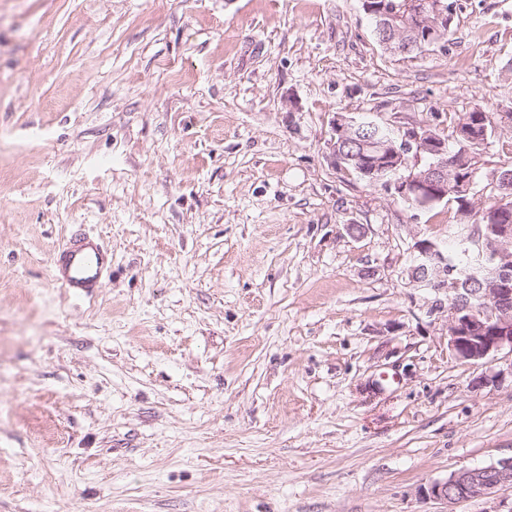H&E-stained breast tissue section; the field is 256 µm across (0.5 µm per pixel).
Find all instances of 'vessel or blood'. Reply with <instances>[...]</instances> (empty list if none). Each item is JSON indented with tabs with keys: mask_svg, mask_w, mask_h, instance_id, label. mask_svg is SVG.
Instances as JSON below:
<instances>
[{
	"mask_svg": "<svg viewBox=\"0 0 512 512\" xmlns=\"http://www.w3.org/2000/svg\"><path fill=\"white\" fill-rule=\"evenodd\" d=\"M109 255L95 239L73 233L53 260L55 278L74 294H88L100 284Z\"/></svg>",
	"mask_w": 512,
	"mask_h": 512,
	"instance_id": "b4317fda",
	"label": "vessel or blood"
}]
</instances>
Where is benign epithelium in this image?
Segmentation results:
<instances>
[{
    "mask_svg": "<svg viewBox=\"0 0 512 512\" xmlns=\"http://www.w3.org/2000/svg\"><path fill=\"white\" fill-rule=\"evenodd\" d=\"M366 12L375 18L376 32L385 50L399 54L422 53L444 41L448 4L435 0L427 11L417 0H406L401 8L389 0L369 4ZM334 162H354L364 174H386L388 188L427 204L432 198L448 196V157L445 144H437L430 130L407 132L401 145L377 139L358 122L342 114L332 122L328 141ZM414 153L418 164L410 167L406 155ZM485 262L466 273V280L448 285V252L430 239L414 242V262L409 282L451 294L448 316V346L456 358L478 362L507 348L512 352V225L499 224L487 235L470 239ZM512 489V458L481 467L462 468L434 482L428 494L449 506L471 498Z\"/></svg>",
    "mask_w": 512,
    "mask_h": 512,
    "instance_id": "benign-epithelium-1",
    "label": "benign epithelium"
}]
</instances>
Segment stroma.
Masks as SVG:
<instances>
[{
  "instance_id": "stroma-1",
  "label": "stroma",
  "mask_w": 512,
  "mask_h": 512,
  "mask_svg": "<svg viewBox=\"0 0 512 512\" xmlns=\"http://www.w3.org/2000/svg\"><path fill=\"white\" fill-rule=\"evenodd\" d=\"M380 45L363 0H0V512H443L512 456V352L448 347L407 209L334 167L335 115L512 163V0ZM362 228L352 236L349 225ZM112 264L70 296L74 230ZM511 485L512 458H507L481 467L454 471L445 480L434 482L428 494L451 506L463 500L508 491Z\"/></svg>"
}]
</instances>
